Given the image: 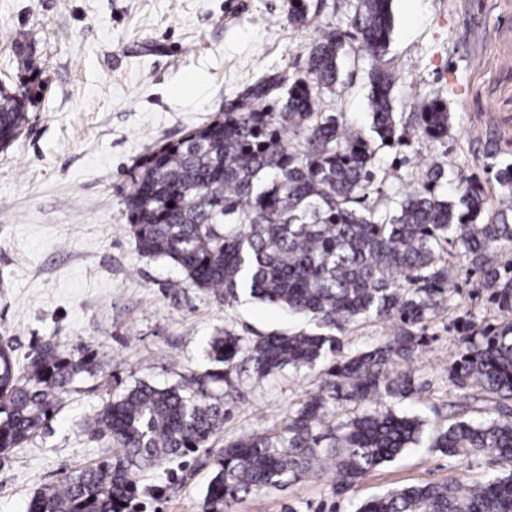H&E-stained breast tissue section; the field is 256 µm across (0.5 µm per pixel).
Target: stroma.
I'll use <instances>...</instances> for the list:
<instances>
[{"mask_svg": "<svg viewBox=\"0 0 512 512\" xmlns=\"http://www.w3.org/2000/svg\"><path fill=\"white\" fill-rule=\"evenodd\" d=\"M324 3L297 28L285 20L288 0H0V82L18 88L35 71L43 86L17 142L0 150V339L10 340L21 366L47 342L101 366L66 394L48 425L0 457V512H28L45 484L111 457L90 427L112 395L138 381L203 373L216 332L248 342L301 328V320L257 303L225 305L189 284L170 288L179 269L138 253L124 199L131 168L150 149L213 120L260 76L303 70L322 30L349 28L355 0ZM392 11L400 112L438 97L452 124L446 138L384 149L381 193L395 195L417 166L440 157L496 198V167L512 161V0H393ZM18 31L36 47L34 65L8 43ZM366 73V61L349 56L332 104L342 122L361 129ZM476 281L449 258L447 291L426 323L425 344L401 366L414 382L409 405L430 433L486 413L482 402L454 406L458 338L466 322L493 328L512 320V310H501ZM393 328L377 317L353 322L344 328L346 349L367 350ZM231 379L235 399L223 431L208 450L144 472L130 512H202L224 444L280 431L289 409L317 388L315 377L289 369ZM496 469L485 456L412 448L370 471L352 494L315 474L249 494L237 512H352L355 501L394 487L481 482Z\"/></svg>", "mask_w": 512, "mask_h": 512, "instance_id": "obj_1", "label": "stroma"}]
</instances>
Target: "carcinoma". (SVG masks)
<instances>
[{"mask_svg":"<svg viewBox=\"0 0 512 512\" xmlns=\"http://www.w3.org/2000/svg\"><path fill=\"white\" fill-rule=\"evenodd\" d=\"M392 0H356L348 31L326 30L306 49L300 72L257 78L214 119L182 138L155 146L130 171L125 214L137 251L177 266L184 281L221 302L246 294L313 321L310 329L259 336L212 337L215 368L174 384L138 381L112 396L94 432L112 457L41 489L29 512H123L139 492L141 473L207 448L224 428L233 401L224 387L246 362L258 378L285 368L317 370V391L288 411L278 433L227 443L204 497L206 512H236L246 495L273 490L316 472L336 474V492L353 491L377 466L420 447L425 420L391 408L347 422L326 421L328 400L353 403L414 394L405 374L423 336L420 326L440 308L448 282L445 247L455 250L478 287L512 310V163L501 164L496 205L476 183L458 185L454 200L438 188L448 163L423 164L417 185L379 210L367 204L379 176L381 150L407 147L394 96ZM310 0H288L286 20L303 26ZM14 53L35 55L25 34ZM368 61V132L331 112L340 60L353 49ZM36 79L15 91L0 86V149L12 146L29 121ZM415 135L448 136L451 113L440 98L412 113ZM303 134L288 142V131ZM173 206H168V203ZM182 281V282H184ZM177 282V285H182ZM394 319L388 340L344 353L335 332L361 317ZM453 381L469 398L493 403L496 415L458 420L432 447L450 457L482 454L501 467L485 481L419 483L365 500L354 512H512V321L488 329L469 324L459 338ZM0 344V453L17 447L51 419L62 395L98 370L89 355L67 356L51 342L27 365Z\"/></svg>","mask_w":512,"mask_h":512,"instance_id":"1","label":"carcinoma"}]
</instances>
